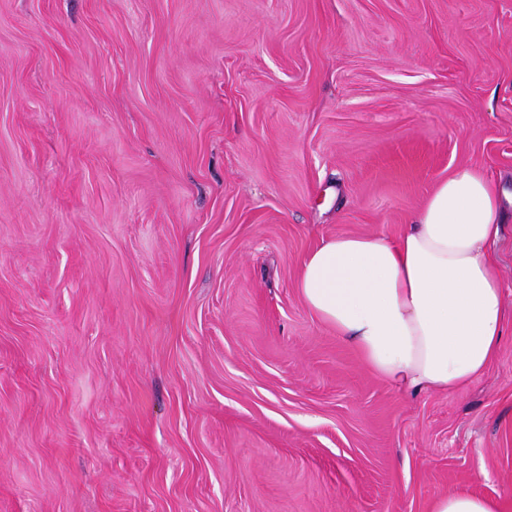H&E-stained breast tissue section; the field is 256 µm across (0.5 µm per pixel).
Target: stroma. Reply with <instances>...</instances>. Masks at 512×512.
Listing matches in <instances>:
<instances>
[{"instance_id":"stroma-1","label":"stroma","mask_w":512,"mask_h":512,"mask_svg":"<svg viewBox=\"0 0 512 512\" xmlns=\"http://www.w3.org/2000/svg\"><path fill=\"white\" fill-rule=\"evenodd\" d=\"M465 167L512 311V0H0V512L512 499V319L400 394L295 288Z\"/></svg>"}]
</instances>
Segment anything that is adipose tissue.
Returning <instances> with one entry per match:
<instances>
[{
	"mask_svg": "<svg viewBox=\"0 0 512 512\" xmlns=\"http://www.w3.org/2000/svg\"><path fill=\"white\" fill-rule=\"evenodd\" d=\"M499 210L481 170H456L397 236L324 240L301 262L297 292L394 389L466 387L497 358L511 315L493 251ZM430 512H512V501L460 488Z\"/></svg>",
	"mask_w": 512,
	"mask_h": 512,
	"instance_id": "1",
	"label": "adipose tissue"
}]
</instances>
